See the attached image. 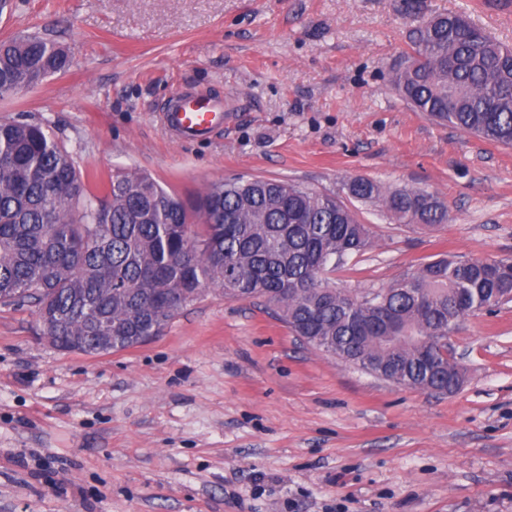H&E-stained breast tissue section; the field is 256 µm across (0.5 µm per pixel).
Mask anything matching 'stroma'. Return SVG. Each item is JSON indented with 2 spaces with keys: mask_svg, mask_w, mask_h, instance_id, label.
<instances>
[{
  "mask_svg": "<svg viewBox=\"0 0 512 512\" xmlns=\"http://www.w3.org/2000/svg\"><path fill=\"white\" fill-rule=\"evenodd\" d=\"M459 14L512 47V0H15L66 71L0 98L86 180L146 173L194 199L235 178L340 192L365 177L435 193L426 231L351 202L373 248L337 287L381 288L443 255L512 258V146L433 121L394 76L423 19ZM224 100L222 134L178 141L176 93ZM452 394L318 351L259 300L210 288L160 336L102 356L0 305V512H512V303L462 319Z\"/></svg>",
  "mask_w": 512,
  "mask_h": 512,
  "instance_id": "stroma-1",
  "label": "stroma"
}]
</instances>
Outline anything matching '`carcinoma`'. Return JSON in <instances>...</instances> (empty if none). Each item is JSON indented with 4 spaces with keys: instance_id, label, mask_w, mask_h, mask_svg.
I'll return each instance as SVG.
<instances>
[{
    "instance_id": "cac0c4a2",
    "label": "carcinoma",
    "mask_w": 512,
    "mask_h": 512,
    "mask_svg": "<svg viewBox=\"0 0 512 512\" xmlns=\"http://www.w3.org/2000/svg\"><path fill=\"white\" fill-rule=\"evenodd\" d=\"M69 63L42 37L1 40L0 97ZM394 84L416 111L512 145V48L463 16L417 28ZM342 191L396 224L448 222L443 201L420 188L353 177ZM372 247L369 225L335 194L233 180L191 202L147 174L116 170L98 196L43 125L0 123V303H34L60 349L75 338L96 349L102 325L112 351L131 348L217 287L230 299H264L292 333L345 364L453 393L462 367L448 355V334L466 315L512 302V259L439 257L360 293L330 282L346 258Z\"/></svg>"
}]
</instances>
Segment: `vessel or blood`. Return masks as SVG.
<instances>
[{"instance_id":"1","label":"vessel or blood","mask_w":512,"mask_h":512,"mask_svg":"<svg viewBox=\"0 0 512 512\" xmlns=\"http://www.w3.org/2000/svg\"><path fill=\"white\" fill-rule=\"evenodd\" d=\"M224 103L203 92L177 94L162 113L164 126L178 139H204L224 128Z\"/></svg>"}]
</instances>
